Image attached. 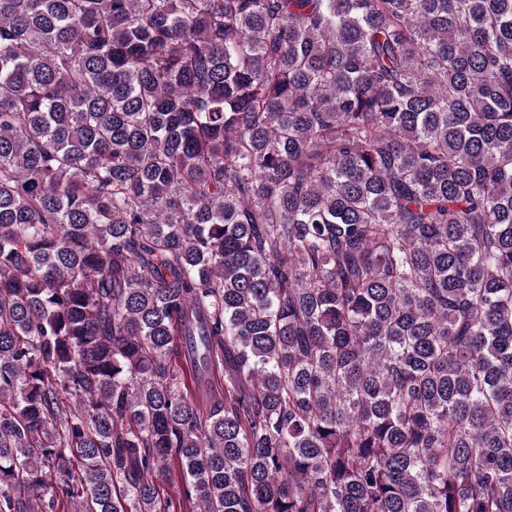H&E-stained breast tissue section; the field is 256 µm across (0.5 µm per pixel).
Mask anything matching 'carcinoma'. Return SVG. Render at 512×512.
<instances>
[{"label":"carcinoma","mask_w":512,"mask_h":512,"mask_svg":"<svg viewBox=\"0 0 512 512\" xmlns=\"http://www.w3.org/2000/svg\"><path fill=\"white\" fill-rule=\"evenodd\" d=\"M0 512H512V0H0Z\"/></svg>","instance_id":"cac0c4a2"}]
</instances>
